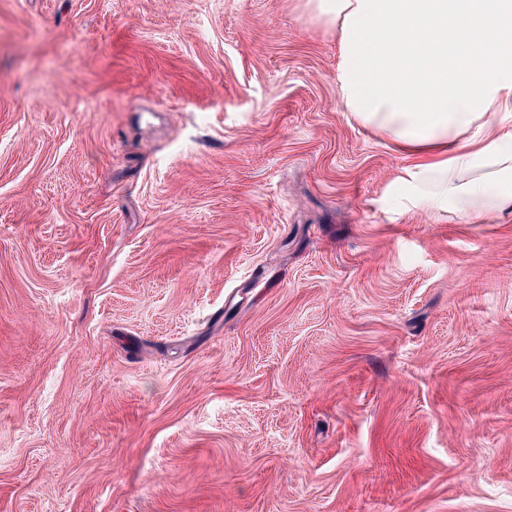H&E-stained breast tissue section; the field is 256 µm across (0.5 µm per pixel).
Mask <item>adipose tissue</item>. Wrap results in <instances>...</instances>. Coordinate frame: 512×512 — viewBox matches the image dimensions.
Wrapping results in <instances>:
<instances>
[{"label":"adipose tissue","instance_id":"adipose-tissue-1","mask_svg":"<svg viewBox=\"0 0 512 512\" xmlns=\"http://www.w3.org/2000/svg\"><path fill=\"white\" fill-rule=\"evenodd\" d=\"M346 112L411 156L407 200L512 215V0H312Z\"/></svg>","mask_w":512,"mask_h":512}]
</instances>
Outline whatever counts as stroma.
I'll list each match as a JSON object with an SVG mask.
<instances>
[{
	"mask_svg": "<svg viewBox=\"0 0 512 512\" xmlns=\"http://www.w3.org/2000/svg\"><path fill=\"white\" fill-rule=\"evenodd\" d=\"M306 5L0 0V512H512V216Z\"/></svg>",
	"mask_w": 512,
	"mask_h": 512,
	"instance_id": "obj_1",
	"label": "stroma"
}]
</instances>
